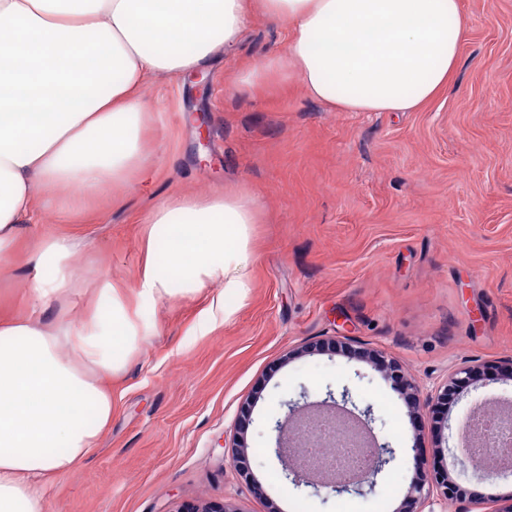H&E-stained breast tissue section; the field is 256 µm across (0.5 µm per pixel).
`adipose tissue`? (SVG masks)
<instances>
[{
    "instance_id": "adipose-tissue-1",
    "label": "adipose tissue",
    "mask_w": 512,
    "mask_h": 512,
    "mask_svg": "<svg viewBox=\"0 0 512 512\" xmlns=\"http://www.w3.org/2000/svg\"><path fill=\"white\" fill-rule=\"evenodd\" d=\"M290 32L250 84L294 74L342 112H408L446 86L467 27L460 0H0V263L42 207L71 210L150 168L142 144L152 76L204 71L258 17ZM261 204L239 190L183 196L146 221L135 300L99 276L80 323L51 315L80 285L75 247L40 238L26 314L0 319V512H47L45 485L97 447L108 385L156 330L150 305L206 285L246 287Z\"/></svg>"
}]
</instances>
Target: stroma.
<instances>
[{
  "label": "stroma",
  "mask_w": 512,
  "mask_h": 512,
  "mask_svg": "<svg viewBox=\"0 0 512 512\" xmlns=\"http://www.w3.org/2000/svg\"><path fill=\"white\" fill-rule=\"evenodd\" d=\"M467 28L448 83L415 112H335L297 77L262 89L242 79L283 52L286 30L258 18L203 76L157 77L143 138L153 157L103 195L22 225L0 266V313L29 307L31 249L69 239L88 277L69 302L85 315L94 272L134 286L144 218L160 202L247 190L250 286L225 293L230 316L198 328L218 286L149 313L157 332L113 376L112 422L97 448L50 483L48 512H408L421 474L452 466L458 423L512 403V0H461ZM428 388L470 361L479 381L447 415L411 413L368 351ZM349 392L393 449L373 488L315 494L285 479L277 421L291 402ZM243 431L246 448L227 443ZM463 512L506 506L512 477L460 474Z\"/></svg>",
  "instance_id": "obj_1"
}]
</instances>
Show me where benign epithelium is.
I'll return each mask as SVG.
<instances>
[{
  "mask_svg": "<svg viewBox=\"0 0 512 512\" xmlns=\"http://www.w3.org/2000/svg\"><path fill=\"white\" fill-rule=\"evenodd\" d=\"M483 372L479 366L463 365L451 372L445 382L427 391L424 401L428 405H439L448 392L470 386ZM351 403L349 392L343 391L341 400L330 398V402L316 409L289 406L285 422L277 425L278 438L274 452L284 460V473L294 484L312 487L315 492L326 490L341 495L357 491L368 485L373 486L374 478L393 458V451L386 444L378 442L372 428L361 416L348 408ZM347 419L353 422L347 438L357 448L363 449L360 468L344 466L341 472L326 466L319 459H313L309 451L310 442L305 438L302 427L312 426L321 439L336 433V424ZM477 445L483 448L479 454L466 453L457 458V466L464 470L471 467L487 477L512 476V468L492 467L487 457L496 451L494 436L482 433ZM461 488L452 472L440 476H421L411 483L407 498L415 505L414 512H435L434 505H444L442 512H457L456 504L461 499Z\"/></svg>",
  "mask_w": 512,
  "mask_h": 512,
  "instance_id": "7a95c632",
  "label": "benign epithelium"
}]
</instances>
